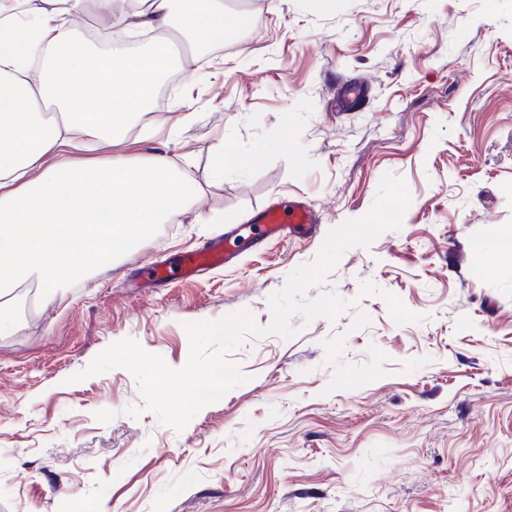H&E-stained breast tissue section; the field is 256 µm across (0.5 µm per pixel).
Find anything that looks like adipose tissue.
Returning a JSON list of instances; mask_svg holds the SVG:
<instances>
[{
    "label": "adipose tissue",
    "instance_id": "adipose-tissue-1",
    "mask_svg": "<svg viewBox=\"0 0 512 512\" xmlns=\"http://www.w3.org/2000/svg\"><path fill=\"white\" fill-rule=\"evenodd\" d=\"M0 0V334L16 322L21 288L43 297L62 282L132 257L156 228L180 223L202 196L194 179L159 152L143 161L77 155L78 137L126 140L154 121V100L205 33L224 25V0H95L120 12L93 48L72 20L86 0Z\"/></svg>",
    "mask_w": 512,
    "mask_h": 512
}]
</instances>
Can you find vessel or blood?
Masks as SVG:
<instances>
[{
  "instance_id": "vessel-or-blood-1",
  "label": "vessel or blood",
  "mask_w": 512,
  "mask_h": 512,
  "mask_svg": "<svg viewBox=\"0 0 512 512\" xmlns=\"http://www.w3.org/2000/svg\"><path fill=\"white\" fill-rule=\"evenodd\" d=\"M259 237L287 240L293 237H309L315 234L318 224L316 212L305 202L296 200L288 204H273L255 215ZM240 246L229 235L209 239L201 248L183 254L173 268H152L151 281H165L170 277L190 281L207 271L235 264Z\"/></svg>"
}]
</instances>
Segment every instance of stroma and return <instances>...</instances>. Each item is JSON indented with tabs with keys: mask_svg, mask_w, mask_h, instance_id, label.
Segmentation results:
<instances>
[{
	"mask_svg": "<svg viewBox=\"0 0 512 512\" xmlns=\"http://www.w3.org/2000/svg\"><path fill=\"white\" fill-rule=\"evenodd\" d=\"M224 10L254 22L187 59L155 99L166 124L120 148L169 154L197 207L52 302L24 299L0 334V512H512V263L473 247L512 226V0ZM219 142L235 160L217 178ZM387 174L412 198L401 228L308 290L347 308L248 337L232 354L247 382L184 430L143 409L126 369L72 382L125 338L178 369L185 323L245 309L267 326L270 295ZM274 199L306 201L315 236L136 288Z\"/></svg>",
	"mask_w": 512,
	"mask_h": 512,
	"instance_id": "stroma-1",
	"label": "stroma"
}]
</instances>
